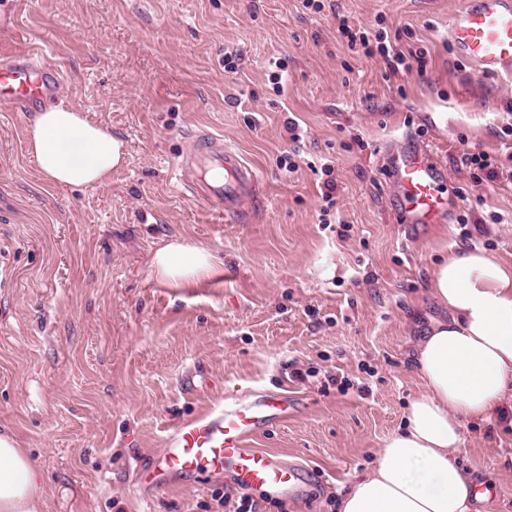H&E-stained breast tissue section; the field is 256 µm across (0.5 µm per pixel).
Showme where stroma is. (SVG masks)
Wrapping results in <instances>:
<instances>
[{
	"mask_svg": "<svg viewBox=\"0 0 512 512\" xmlns=\"http://www.w3.org/2000/svg\"><path fill=\"white\" fill-rule=\"evenodd\" d=\"M459 2L323 0L316 12L303 0H0V53L44 49L65 76L59 103L129 148L106 185L57 186L27 152L32 113L0 105V432L42 471L41 512H228L231 477L146 493L136 463L233 387L295 399L293 419L255 445L306 465V484L259 498L262 512H336L421 391L413 356L442 314L427 292L437 258L469 243L512 262V181L475 186L461 164L484 149L512 167L501 133L512 79L479 77L453 55ZM343 18L411 29L429 51L425 74L392 76L381 57L348 51ZM280 60L279 94L269 74ZM202 129L259 177L241 215L219 216L176 182V158ZM401 135L431 144L463 189L472 239L457 223L399 222L382 165ZM326 163L337 189L323 224ZM175 238L211 251L216 270L183 288L158 279L153 254ZM189 377L202 392H185ZM453 456L512 512L511 422H467Z\"/></svg>",
	"mask_w": 512,
	"mask_h": 512,
	"instance_id": "stroma-1",
	"label": "stroma"
}]
</instances>
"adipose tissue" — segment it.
Listing matches in <instances>:
<instances>
[{
	"instance_id": "obj_1",
	"label": "adipose tissue",
	"mask_w": 512,
	"mask_h": 512,
	"mask_svg": "<svg viewBox=\"0 0 512 512\" xmlns=\"http://www.w3.org/2000/svg\"><path fill=\"white\" fill-rule=\"evenodd\" d=\"M26 146L43 178L61 187L105 184L127 157L110 127L64 105L36 113ZM216 267L211 252L179 241L152 258L155 275L176 286ZM429 293L447 315L431 319L415 350L422 390L404 428L346 490L340 512H475L489 499L451 452L467 421L489 422L512 409V263L457 248L434 267ZM43 484L26 450L0 434V512H39Z\"/></svg>"
}]
</instances>
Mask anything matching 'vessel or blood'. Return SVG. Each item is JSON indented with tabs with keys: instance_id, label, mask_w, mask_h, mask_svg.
Wrapping results in <instances>:
<instances>
[{
	"instance_id": "vessel-or-blood-1",
	"label": "vessel or blood",
	"mask_w": 512,
	"mask_h": 512,
	"mask_svg": "<svg viewBox=\"0 0 512 512\" xmlns=\"http://www.w3.org/2000/svg\"><path fill=\"white\" fill-rule=\"evenodd\" d=\"M454 55L482 76L512 77V0H461L448 23ZM61 73L38 54L0 58V105L15 112L54 101ZM395 211L405 224H447L461 198L448 186L433 148L393 141L385 147ZM179 183L192 198L220 214L240 213L258 177L222 138L200 131L177 165ZM292 414L287 396L258 389H228L222 401L171 428L160 452L141 465L151 484L166 485L190 473L232 474L237 488L282 497L299 494L300 465L254 447L255 437Z\"/></svg>"
}]
</instances>
